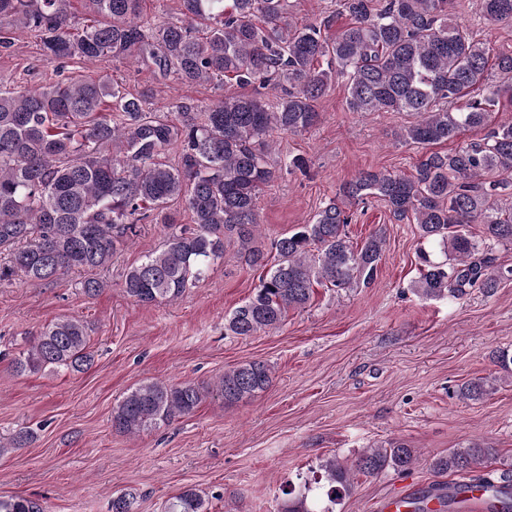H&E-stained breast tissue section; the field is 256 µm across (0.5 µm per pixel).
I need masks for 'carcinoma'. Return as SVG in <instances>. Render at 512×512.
<instances>
[{
  "label": "carcinoma",
  "mask_w": 512,
  "mask_h": 512,
  "mask_svg": "<svg viewBox=\"0 0 512 512\" xmlns=\"http://www.w3.org/2000/svg\"><path fill=\"white\" fill-rule=\"evenodd\" d=\"M180 20L143 18L141 0H85L83 21L70 0H0V48L23 31L43 55L69 63L102 57L151 64L177 84L233 79L249 94L223 95L202 105L175 99L157 112L147 97L112 79L67 77L34 90L0 86V283L22 274L52 283L70 270L89 273L112 263L118 246L152 223L170 203L185 205L193 225L172 231L163 247L130 266L125 293L143 305L174 302L224 258V239L238 244L252 267L267 266L257 203L276 169L303 168L291 158L275 168L269 133H299L318 119L317 102L338 80L347 87L351 112H408L415 121L401 139L425 153L415 174L363 172L294 233L274 241L277 259L253 297L236 308L225 334L249 337L279 327L288 310L310 304L314 286L348 290L374 280L383 235L354 244L345 205L376 198L397 221L411 220L429 249L415 291L426 298L459 299L473 288L492 292L512 280V267L494 264L487 243L512 245V204L500 192L512 188V121L489 127L492 113L512 108V53L489 63L488 48L448 22L449 0H336L350 17L329 39L328 21L298 24L290 0H178ZM492 25L512 24V0H478ZM271 87L276 101H265ZM485 136L451 152L432 146L468 130ZM173 149L177 160L162 159ZM482 225V238L469 231ZM89 327L76 317L43 327L13 360L18 375L46 368L80 372L93 362ZM272 381L262 361L224 371L209 388L161 381L131 389L112 407V428L136 436L193 413L209 391L226 404L251 399ZM492 386L471 381L459 396L480 400ZM32 433L0 439V456L25 447ZM494 449L477 442L431 460L438 473L468 477L486 492L492 512H512V487L480 472ZM418 461L402 441L368 448L350 463L321 465L323 480L304 481V493L286 490L281 512H334L354 477L402 473ZM459 493L434 487L413 499L425 512ZM0 512H44L16 495L0 498ZM166 512H205L194 487L169 499Z\"/></svg>",
  "instance_id": "obj_1"
}]
</instances>
